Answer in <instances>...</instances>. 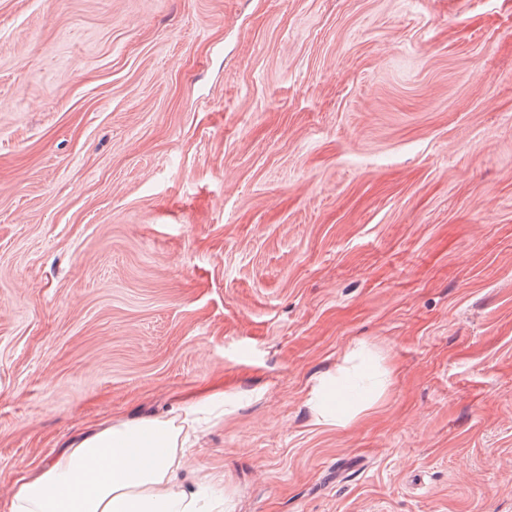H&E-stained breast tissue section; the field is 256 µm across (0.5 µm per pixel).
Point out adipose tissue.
<instances>
[{"instance_id": "ef3b65f1", "label": "adipose tissue", "mask_w": 512, "mask_h": 512, "mask_svg": "<svg viewBox=\"0 0 512 512\" xmlns=\"http://www.w3.org/2000/svg\"><path fill=\"white\" fill-rule=\"evenodd\" d=\"M315 426L343 428L375 393L340 377L312 390ZM201 399L164 418L104 419L72 438L11 488L10 512H224V475L188 468L183 448L196 436Z\"/></svg>"}]
</instances>
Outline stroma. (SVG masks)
<instances>
[{
	"mask_svg": "<svg viewBox=\"0 0 512 512\" xmlns=\"http://www.w3.org/2000/svg\"><path fill=\"white\" fill-rule=\"evenodd\" d=\"M208 395L230 512H512V0H0V512ZM356 381L336 377L331 386L319 385L312 390L311 401L316 411L312 423L315 426L345 428L364 411L370 408L375 399L373 389L355 392Z\"/></svg>",
	"mask_w": 512,
	"mask_h": 512,
	"instance_id": "stroma-1",
	"label": "stroma"
}]
</instances>
